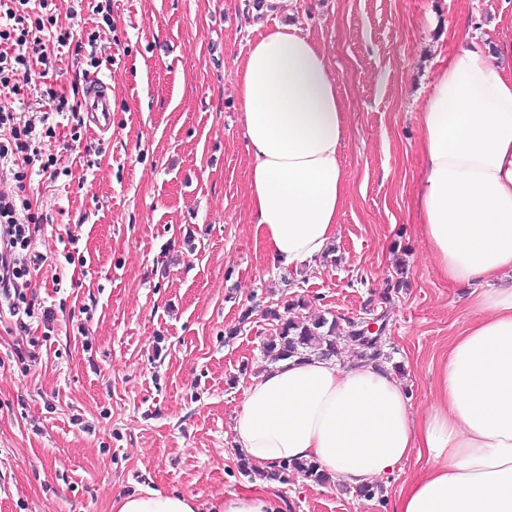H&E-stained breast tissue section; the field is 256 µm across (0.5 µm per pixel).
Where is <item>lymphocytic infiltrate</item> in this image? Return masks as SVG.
<instances>
[{
    "mask_svg": "<svg viewBox=\"0 0 512 512\" xmlns=\"http://www.w3.org/2000/svg\"><path fill=\"white\" fill-rule=\"evenodd\" d=\"M78 16L74 8L59 14L56 0H7L0 9V183L13 185L0 190V311L8 310L16 329L25 333L35 323L51 327L55 311L31 286V271L43 260L37 245L48 217L18 191L32 174L59 177L58 156L42 149L56 128L47 117L32 116L26 96L32 92L51 104L71 134H78L80 102L46 81L63 47L84 55L88 68L103 64L99 30L77 26Z\"/></svg>",
    "mask_w": 512,
    "mask_h": 512,
    "instance_id": "1",
    "label": "lymphocytic infiltrate"
}]
</instances>
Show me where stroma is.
Instances as JSON below:
<instances>
[{
	"mask_svg": "<svg viewBox=\"0 0 512 512\" xmlns=\"http://www.w3.org/2000/svg\"><path fill=\"white\" fill-rule=\"evenodd\" d=\"M256 3L112 0L98 50L112 130L82 128L74 143L58 128L68 174L24 191L52 219L32 283L56 321L27 374L11 353L18 331L0 321V512H112L149 490L211 512L270 489L285 512H392L424 471L410 458L371 499L333 480H262L240 469L233 423L268 366L265 311L295 295L315 315H383L389 365L415 414L430 407L471 316L468 289L438 275L422 235L418 114L457 31L473 27L512 66V0ZM285 21L322 45L349 119L332 251L290 273L270 267L250 222L236 77L256 26Z\"/></svg>",
	"mask_w": 512,
	"mask_h": 512,
	"instance_id": "1",
	"label": "stroma"
}]
</instances>
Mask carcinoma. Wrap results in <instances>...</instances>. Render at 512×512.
Listing matches in <instances>:
<instances>
[{"label": "carcinoma", "instance_id": "cac0c4a2", "mask_svg": "<svg viewBox=\"0 0 512 512\" xmlns=\"http://www.w3.org/2000/svg\"><path fill=\"white\" fill-rule=\"evenodd\" d=\"M306 308L307 301L299 295L285 302L283 311L273 309L267 312L268 319L272 321V332L263 343V354L270 362L312 355L332 357L336 355L340 341L351 343L356 357L361 360L379 362L385 358L382 337L368 336L359 323L352 320L342 323L336 315L330 319L321 315L315 318L299 315V311ZM296 474L317 483L329 480L316 464L303 460L282 461L271 472L272 477L283 483Z\"/></svg>", "mask_w": 512, "mask_h": 512}]
</instances>
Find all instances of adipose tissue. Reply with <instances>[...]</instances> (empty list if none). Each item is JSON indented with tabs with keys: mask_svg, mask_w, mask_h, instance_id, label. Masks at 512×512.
Instances as JSON below:
<instances>
[{
	"mask_svg": "<svg viewBox=\"0 0 512 512\" xmlns=\"http://www.w3.org/2000/svg\"><path fill=\"white\" fill-rule=\"evenodd\" d=\"M250 157L251 220L274 269L313 267L347 201L345 106L322 46L278 24L237 66ZM417 194L438 273L471 286L472 321L448 350L434 400L415 416L400 378L363 360L292 358L253 376L234 420L260 470L311 460L352 489L417 456L425 471L393 512H512V74L461 35L419 113ZM113 512H198L151 490Z\"/></svg>",
	"mask_w": 512,
	"mask_h": 512,
	"instance_id": "ef3b65f1",
	"label": "adipose tissue"
}]
</instances>
